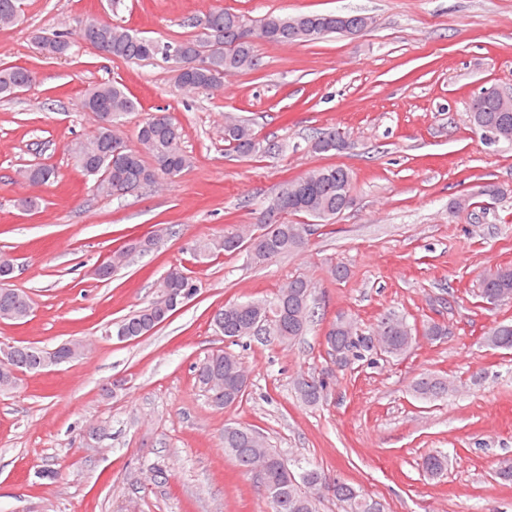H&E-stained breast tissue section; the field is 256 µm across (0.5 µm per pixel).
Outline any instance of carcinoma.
I'll return each mask as SVG.
<instances>
[{
	"label": "carcinoma",
	"instance_id": "obj_1",
	"mask_svg": "<svg viewBox=\"0 0 512 512\" xmlns=\"http://www.w3.org/2000/svg\"><path fill=\"white\" fill-rule=\"evenodd\" d=\"M25 0H0V28L11 27L24 17ZM373 19L357 13H310L293 17L268 15L252 25L244 16L215 9L195 23L201 32L195 36L161 44L149 37L132 33L118 23L101 22L89 36L78 28V41L90 42L113 57L130 62L149 61L158 56L174 61L172 80L185 93L208 91L224 83L229 73L257 70L261 61L255 48L244 40V33L260 28L269 35V43L301 45L329 34L353 35L369 27ZM38 39L54 50L46 58L66 57L75 46L67 32H52ZM33 73L18 66L0 67V99L14 97L17 89L31 83ZM93 100L103 109L100 125L90 138L79 140L69 149L75 168L87 177L104 179L97 191L108 196H124L144 185L155 184L161 178L181 175L192 166V159L182 147V129L169 113L160 110L149 115L137 133V145L130 146L118 133L121 118L137 110V103L124 89L112 81L99 82L88 88L79 105L86 108ZM470 122L481 131L495 129L499 140L512 142V100L502 98L496 87H486L470 107ZM224 143L240 157H256L279 150L274 143L260 141L252 126L237 118L224 123ZM347 142L340 135L321 132L311 143L315 153L341 151ZM25 178L34 186L48 184L56 176L50 166H35L24 171ZM353 184L352 171L341 165L315 167L301 177L287 182L282 188L288 204L277 211L266 206L257 223L240 225L222 236L196 243V256L204 259L219 254L245 253L251 264L260 266L273 259L300 250L314 229L304 224H290L286 215H304L321 224L327 223L343 210L347 194ZM167 234L159 227L148 243L131 240L128 246L112 252V271L122 268L132 254H148ZM190 290L198 292L199 285L184 269L170 267L156 285L157 299L136 309L114 323L128 336L141 337L162 324L179 306V298ZM479 296L490 304L512 301V266H496L483 271L479 279ZM33 309L32 298L12 288L0 285V322L27 321ZM312 286L296 277L283 284L271 299H250L229 302L211 315V325L231 342L254 336H274L282 343H291L306 335L313 323ZM416 328L395 314L383 317L376 330L368 335L358 333L353 320L340 315L327 332L331 356H341L344 363L363 357L375 349L393 357L404 355L411 347ZM486 344L494 349H512V324L500 323L485 336ZM89 347L84 341H66L49 349L37 345L17 350L13 366L18 371L10 375L0 368V392L15 389L20 375L38 372V362L46 354H59L79 360L87 356ZM196 378L207 393L210 402L218 408L231 407L245 394L238 375L247 374L241 359L223 349L210 353L196 365ZM329 382L318 377L302 378L295 383L299 399L314 406L321 402ZM448 379L434 374L422 375L413 385V391L423 400H436L448 394ZM224 451L244 470H258L263 480L276 489V496L268 499L270 512H318L319 496L309 487L329 479L317 467L299 466V470L284 469L282 456L269 447L264 436L255 429L236 425L234 431L224 432ZM448 466V457L430 453L423 458L422 468L432 477L441 476ZM333 497L342 512H374L365 498L356 493L357 487L341 479H334Z\"/></svg>",
	"mask_w": 512,
	"mask_h": 512
}]
</instances>
